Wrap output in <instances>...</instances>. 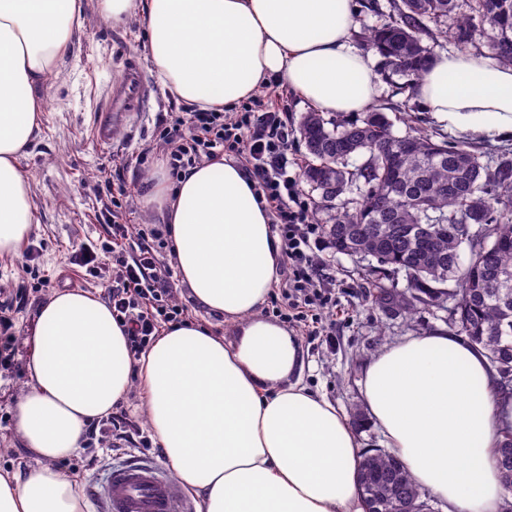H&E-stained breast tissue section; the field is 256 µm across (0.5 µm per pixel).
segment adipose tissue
Wrapping results in <instances>:
<instances>
[{
    "label": "adipose tissue",
    "mask_w": 512,
    "mask_h": 512,
    "mask_svg": "<svg viewBox=\"0 0 512 512\" xmlns=\"http://www.w3.org/2000/svg\"><path fill=\"white\" fill-rule=\"evenodd\" d=\"M113 22L137 17L164 92L228 109L277 80L319 113L362 112L383 85L357 47L352 0H103ZM81 0H0V255L27 241L36 207L19 156L40 130L44 93L72 47ZM413 97L438 124L512 136V66L442 53ZM180 283L201 310L236 326L227 340L196 321L167 325L140 358L100 294L54 292L38 308L29 381L15 430L32 465L0 473V512H88L59 463L88 424L138 387L154 438L198 512H366L362 449L347 414L303 383V349L262 316L282 272L253 180L217 156L180 182L149 183ZM391 454L445 512H501L496 464L512 405L484 353L439 329L385 345L360 381Z\"/></svg>",
    "instance_id": "1"
}]
</instances>
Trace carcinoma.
I'll use <instances>...</instances> for the list:
<instances>
[{
	"instance_id": "obj_1",
	"label": "carcinoma",
	"mask_w": 512,
	"mask_h": 512,
	"mask_svg": "<svg viewBox=\"0 0 512 512\" xmlns=\"http://www.w3.org/2000/svg\"><path fill=\"white\" fill-rule=\"evenodd\" d=\"M449 19L447 34L459 51L477 47L476 36L484 35L488 54L512 64V0H400L390 21L368 30L363 41L409 88L432 58L422 42L427 23L442 28ZM392 127L379 105L356 121L329 124L317 112L303 117L298 133L310 160L302 179L319 197L317 211L340 208L322 224L323 234L338 253L369 256L370 273L405 274L409 288L380 285L370 293L375 304L414 311L455 297L458 331L491 367L512 368V286L496 282L497 274L512 273V151L483 162L469 146L436 142L416 126L398 136ZM434 221L458 225V235L423 237L420 230ZM470 224L491 225L489 236L469 239ZM449 281L455 287L441 290ZM497 465L502 483L511 481V425ZM359 491L377 512H402L404 496L429 507L402 462L380 448L367 453Z\"/></svg>"
}]
</instances>
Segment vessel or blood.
Returning a JSON list of instances; mask_svg holds the SVG:
<instances>
[{"mask_svg":"<svg viewBox=\"0 0 512 512\" xmlns=\"http://www.w3.org/2000/svg\"><path fill=\"white\" fill-rule=\"evenodd\" d=\"M148 97L138 71H131L127 80L109 87L101 100L90 129L96 145L111 149L113 127L129 124ZM98 495L106 512H191L176 482L157 467L146 463H126L113 467L99 486Z\"/></svg>","mask_w":512,"mask_h":512,"instance_id":"obj_1","label":"vessel or blood"}]
</instances>
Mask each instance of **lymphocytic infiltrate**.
Masks as SVG:
<instances>
[{
	"instance_id": "f902f5d3",
	"label": "lymphocytic infiltrate",
	"mask_w": 512,
	"mask_h": 512,
	"mask_svg": "<svg viewBox=\"0 0 512 512\" xmlns=\"http://www.w3.org/2000/svg\"><path fill=\"white\" fill-rule=\"evenodd\" d=\"M173 179L188 168L220 154L232 157L253 178L255 191L269 213L281 240L288 274L280 284L281 304L289 324L309 335H320L322 320L330 318L336 301L331 289L322 287L326 248L313 206L300 189V162L293 151L294 130L287 112L272 106L239 110L195 109L175 117L160 133ZM129 193L117 185L105 240L80 246L71 264L97 276L108 258H115L107 300L112 314L127 328L133 356L145 353L163 324L181 321L185 308L175 298L170 271L160 260L164 247L159 231L135 233L124 200ZM149 445L142 429L125 412L118 411L89 424L82 435L85 446L109 437Z\"/></svg>"
}]
</instances>
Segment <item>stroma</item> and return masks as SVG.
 Wrapping results in <instances>:
<instances>
[{
    "label": "stroma",
    "instance_id": "stroma-1",
    "mask_svg": "<svg viewBox=\"0 0 512 512\" xmlns=\"http://www.w3.org/2000/svg\"><path fill=\"white\" fill-rule=\"evenodd\" d=\"M81 2L82 24L75 32L70 54L50 81L40 131L18 159L20 168L31 177L37 218L31 236L41 246L38 263L50 284L31 294L26 308L16 314L12 328L16 365L7 371L0 369L1 473L32 461L15 433L14 410L27 385L28 339L39 305L51 292L63 288L101 292L109 284L111 269L88 278L68 262L77 247L107 235L103 214L112 199L105 190L106 183L121 182L131 190L134 229L160 227L159 213L144 206L142 188L166 160L156 142L159 127L189 110L188 105L165 97L156 78L149 76L143 49L145 33L137 21L129 18L112 23L103 16L100 0ZM132 66L148 75L149 104L135 124L119 127L111 151L100 150L89 136L97 104L108 86L124 79ZM418 117L420 128L436 138L465 141L492 154L512 149V139L481 138L446 129L425 111ZM142 151L148 154V164L140 169L132 164L131 157ZM324 258L327 282L336 294V333L325 339L302 338L303 379L309 388L354 415L353 426L363 448H381L385 445L381 432L362 412L359 381L364 366L384 344L447 328L453 304L429 305L413 314L379 307L369 297L364 262L332 250L326 251ZM131 461L160 465L164 458L159 448H131L122 441L113 449L102 445L79 448L61 467L75 474L88 492L113 466Z\"/></svg>",
    "mask_w": 512,
    "mask_h": 512
}]
</instances>
